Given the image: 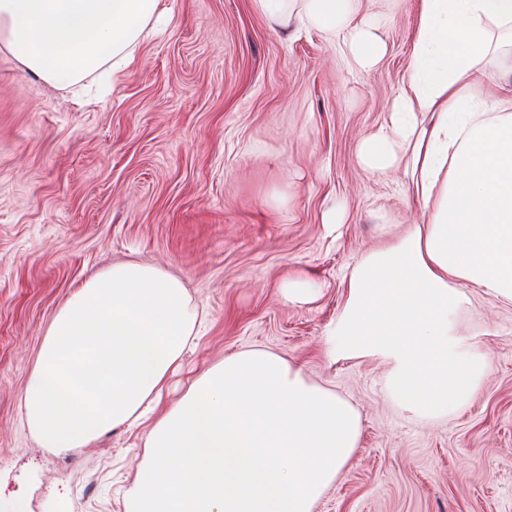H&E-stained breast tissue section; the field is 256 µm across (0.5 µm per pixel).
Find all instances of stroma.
<instances>
[{
	"instance_id": "obj_1",
	"label": "stroma",
	"mask_w": 512,
	"mask_h": 512,
	"mask_svg": "<svg viewBox=\"0 0 512 512\" xmlns=\"http://www.w3.org/2000/svg\"><path fill=\"white\" fill-rule=\"evenodd\" d=\"M171 23L91 102L0 47V503L125 512L141 433L66 455L19 403L45 331L94 272L139 260L177 273L200 315L186 375L240 349L276 351L361 411L360 445L317 512H512V306L467 289L460 331L492 366L473 400L421 420L368 359L328 363L321 338L366 252L423 221L409 174L358 164L413 61L417 0H371L386 54L351 69L316 31L286 37L251 0H162ZM346 221L329 235L330 207ZM301 276L320 293L285 302Z\"/></svg>"
}]
</instances>
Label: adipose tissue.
Returning a JSON list of instances; mask_svg holds the SVG:
<instances>
[{
	"mask_svg": "<svg viewBox=\"0 0 512 512\" xmlns=\"http://www.w3.org/2000/svg\"><path fill=\"white\" fill-rule=\"evenodd\" d=\"M159 2L0 0V44L53 86L102 84L168 23ZM251 2L285 33L343 45L360 70L386 53L362 0ZM490 81L497 93L481 94ZM358 159L373 175L410 169L426 221L351 270L326 354L379 360L388 395L414 416L448 415L490 368L486 347L456 326L465 288L512 305V0H419L412 71ZM196 321L181 278L155 264L116 263L78 284L21 397L31 435L63 455L143 429L127 512H316L357 452L360 411L260 348L225 356L164 403Z\"/></svg>",
	"mask_w": 512,
	"mask_h": 512,
	"instance_id": "1",
	"label": "adipose tissue"
}]
</instances>
